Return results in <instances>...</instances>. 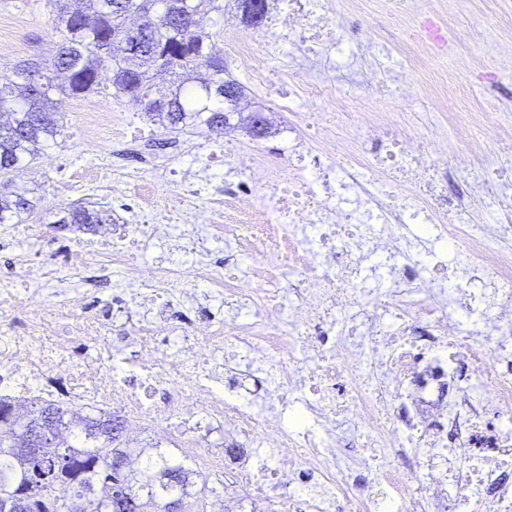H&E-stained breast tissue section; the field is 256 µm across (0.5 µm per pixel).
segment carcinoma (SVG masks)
<instances>
[{"label":"carcinoma","instance_id":"cac0c4a2","mask_svg":"<svg viewBox=\"0 0 512 512\" xmlns=\"http://www.w3.org/2000/svg\"><path fill=\"white\" fill-rule=\"evenodd\" d=\"M52 27L59 34L53 55L39 61L37 76L27 74L30 61L0 76V110L12 119L0 124V175L24 167L42 151L61 145L64 104L98 91L103 70L112 72V97L129 99L138 111L162 120L174 130L188 123L207 128L224 125V56L216 53L209 35L175 23L177 0H147L157 39L164 40L160 60L130 55L121 46L123 24L138 0H48ZM34 209L33 201L0 181V224L21 223ZM58 224H104L100 212L83 207L69 210ZM57 416L46 427L54 435L52 447L29 458L11 443L21 419L10 402L0 398V498L19 487L30 491L29 512H126L115 500L113 488L123 486L138 501L139 512H168V505L191 497L195 471L173 464L163 454L147 457L144 469L130 472L116 461V443L98 430L115 421L110 414L85 416L68 422L60 403H38L29 417L45 412ZM87 489L80 503L58 501L57 485Z\"/></svg>","mask_w":512,"mask_h":512}]
</instances>
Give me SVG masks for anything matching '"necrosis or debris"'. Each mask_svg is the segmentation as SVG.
Instances as JSON below:
<instances>
[{"mask_svg":"<svg viewBox=\"0 0 512 512\" xmlns=\"http://www.w3.org/2000/svg\"><path fill=\"white\" fill-rule=\"evenodd\" d=\"M270 30L278 44L302 42L321 56L343 26L328 0H284ZM224 31L226 54L264 83L268 49L242 40L235 16ZM327 105L353 112L344 137L328 134ZM277 107L303 132L280 163L240 149L231 124L189 147L205 175L198 183L160 154L131 170L111 167L154 127L116 128L95 105L78 113L95 162L60 180L90 185L119 216L63 262L17 253L21 276L0 283V395L22 412L38 402L112 410L133 436L148 425L157 444L179 438L182 456L267 502V512H512V295L487 297L489 281L512 284V252L499 247L512 233V167L479 168L467 146L441 155L374 108L352 110L321 75ZM160 171L179 179L162 206L150 181ZM468 173L472 181L449 189ZM227 174L234 188L195 206L208 181ZM380 180L412 185L422 205L413 238L434 250L431 262L395 266L393 299L369 316L355 261L400 254L392 228L402 209L375 197ZM478 192L502 205L503 221L471 239L466 219ZM308 224L318 228L311 247L301 237ZM166 239L178 241L185 262L140 261ZM226 240L256 256L259 290L214 272L200 245ZM269 251L277 261L266 260ZM289 268L305 287L283 288ZM95 270L122 273L124 288L88 300L76 277ZM192 280L207 283L218 313L198 321L167 313L190 297ZM239 309L254 318L239 321ZM110 321L129 327L132 343L103 345ZM465 366L474 379L464 380ZM344 424L369 448L361 464L375 479L353 475L336 452Z\"/></svg>","mask_w":512,"mask_h":512,"instance_id":"obj_1","label":"necrosis or debris"}]
</instances>
